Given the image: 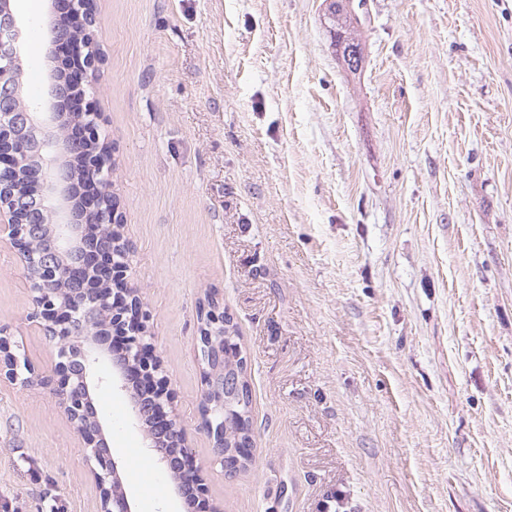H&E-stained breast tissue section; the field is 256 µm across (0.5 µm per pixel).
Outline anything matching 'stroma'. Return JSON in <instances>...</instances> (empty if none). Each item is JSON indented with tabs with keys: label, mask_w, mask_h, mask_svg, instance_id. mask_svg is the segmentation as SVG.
Segmentation results:
<instances>
[{
	"label": "stroma",
	"mask_w": 512,
	"mask_h": 512,
	"mask_svg": "<svg viewBox=\"0 0 512 512\" xmlns=\"http://www.w3.org/2000/svg\"><path fill=\"white\" fill-rule=\"evenodd\" d=\"M93 102L172 410L224 512H512V0H94ZM41 102L46 0H17ZM232 316L253 463L202 424L200 305ZM0 245V328L46 371ZM95 401L138 507L183 512L129 396ZM55 396L0 382V512H97ZM328 0H324L326 8H325V16L330 14L332 17H326V19L329 22V28H336V30L343 31L345 34L349 33L348 35H351V38L348 39V43L344 49L343 53V61L344 63L347 62V58H349L346 69L353 73L357 72L362 68V64L364 61V54H363V47L361 40L359 38L358 32H355V27L350 31V28L352 26V17L349 14L348 11L343 9H336V0H330L334 2L326 3ZM353 35V36H352ZM350 50V51H349ZM347 51H349L347 53ZM354 60L355 66L350 65V61Z\"/></svg>",
	"instance_id": "1"
}]
</instances>
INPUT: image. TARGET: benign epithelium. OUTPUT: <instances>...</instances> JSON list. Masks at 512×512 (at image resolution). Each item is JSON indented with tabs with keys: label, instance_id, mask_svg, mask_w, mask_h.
<instances>
[{
	"label": "benign epithelium",
	"instance_id": "benign-epithelium-1",
	"mask_svg": "<svg viewBox=\"0 0 512 512\" xmlns=\"http://www.w3.org/2000/svg\"><path fill=\"white\" fill-rule=\"evenodd\" d=\"M50 20L44 30L47 86L44 99L24 102L21 27L13 0H0V243L20 258L34 306L29 322L55 344L50 369L37 373L20 364L9 337L0 329V373L11 383H37L49 389L73 428L88 472L99 494L100 512H134L113 451L94 405L93 393L103 383L101 365H111L110 378L129 390L132 375L143 380L148 394L131 395L139 426L149 448L178 481L190 505L203 494V476L186 443L185 432L171 415V395L160 376L151 336L143 321L142 302L128 285L123 239L98 242L97 226L123 228L111 201L109 152L101 143L102 113L87 99L88 76L99 60L92 0H49ZM70 56V82L58 77L55 59ZM72 99L79 108L63 109ZM88 188L79 209L73 185ZM51 235L54 247L42 251L37 242ZM220 311L209 299L202 311L200 342L210 353L204 362L206 391L201 403L203 426L213 438L216 460L239 467L252 459L253 441L224 448V404L242 397L243 375H224V343L233 338ZM124 337L119 357L112 354V336ZM29 373L20 377L19 369Z\"/></svg>",
	"mask_w": 512,
	"mask_h": 512
}]
</instances>
